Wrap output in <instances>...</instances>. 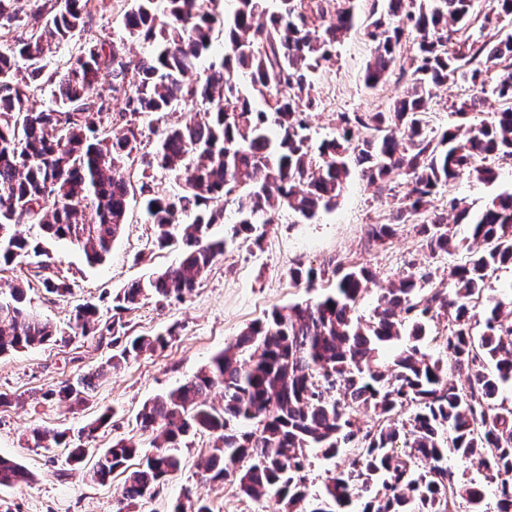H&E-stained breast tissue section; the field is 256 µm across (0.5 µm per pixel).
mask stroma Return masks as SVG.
Masks as SVG:
<instances>
[{"label":"stroma","mask_w":512,"mask_h":512,"mask_svg":"<svg viewBox=\"0 0 512 512\" xmlns=\"http://www.w3.org/2000/svg\"><path fill=\"white\" fill-rule=\"evenodd\" d=\"M133 3L104 0L103 9L89 24L92 35L108 43L119 40L123 17ZM370 57V44L354 31L337 44L332 60L323 63L313 91L318 106L308 119L312 145L335 136L339 113L382 111L402 93L405 84L394 72L377 87H365L363 76ZM496 170L497 179L491 184L467 176L457 179L449 191L435 196L433 208L447 210L452 196L463 199L472 210L483 208L497 193L512 189V163H497ZM394 203L392 196L378 194L356 170L336 208L311 220L281 212L277 223L259 225L254 239L232 235L237 215L233 205H226L223 223L210 228L211 237L224 239V253L196 288L180 301L163 305L143 301L123 316L132 335L171 332L168 345L109 371L96 380L85 403L70 409L47 399V391L98 370L112 354L96 337L76 334L75 307L92 302L103 318H110L113 294L178 265L181 250L176 245L154 248L156 228L147 222L139 195L130 197L123 231L100 265L88 264L81 249L45 238L40 225L19 224V231L42 242L46 253L0 267V297H8L12 286L23 285L27 308L52 323L58 335L37 348L0 356V394L9 399L0 406V456L14 459L32 474L28 483L0 486V503L11 512H116L124 476L113 474L107 485L93 481L89 470L97 456L122 438L139 440L142 452H151V434L141 433L136 425L143 404L193 377L245 327L264 319L273 308L306 300L305 288L289 277L296 263L322 270L317 288L321 294L333 288L334 270L340 264L368 267L381 288L391 287L417 268L430 271L434 283L448 284V274L463 261V254L429 253L412 225H398L384 245L370 244L371 225L388 223ZM42 266L65 280L68 294L45 290L37 275ZM108 409L113 412L108 424L92 437L79 436L80 428ZM35 427L66 433L65 444L33 447L29 432ZM214 442V436L199 435L183 444L182 471L130 512H171L176 502L197 497L207 499L213 512H280L275 499L255 501L232 485L201 480L198 464ZM78 446L86 453L82 463L74 464L68 460V451Z\"/></svg>","instance_id":"1"}]
</instances>
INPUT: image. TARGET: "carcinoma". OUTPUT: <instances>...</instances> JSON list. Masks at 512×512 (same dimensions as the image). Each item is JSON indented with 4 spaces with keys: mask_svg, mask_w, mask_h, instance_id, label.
Returning <instances> with one entry per match:
<instances>
[{
    "mask_svg": "<svg viewBox=\"0 0 512 512\" xmlns=\"http://www.w3.org/2000/svg\"><path fill=\"white\" fill-rule=\"evenodd\" d=\"M30 2L0 0V263L40 253L15 229L25 218L82 248L89 263L103 262L125 224L130 189L117 168L141 144L138 118L181 102L206 105L167 128L146 161L183 180L179 190L145 203L157 228L155 246L180 238V263L117 293L110 320L100 319L92 303L75 309L74 328L112 347L107 366L168 344L163 334L129 335L122 315L196 287L224 252V240L210 237L209 228L224 218L228 202L239 215L236 235L273 223L283 209L310 220L336 207L357 167L381 194L405 179L392 222L371 225L372 242L382 245L395 225L410 223L430 252H468L446 288L430 287L431 273L419 269L394 288L374 290L368 268L336 266L332 293L273 309L199 373L144 403L136 420L154 434V452L131 471L140 444L120 439L101 454L94 480L107 484L114 472L126 473L119 500L126 507L182 469L185 439L207 433L219 444L198 465L203 479L231 484L254 500L274 498L281 512H461L463 503L468 512H485L482 484L455 476L450 455L494 473L497 512H512V407L497 402L500 390L512 386V321L504 319L512 316V300L486 294L496 272L512 265V191L473 217L448 198L454 224L469 221L470 244L456 238L447 214L429 208L432 196L464 174L494 182L496 168L484 160H512V32L500 27L512 16V0H488L479 14L475 0H372L366 18L360 0H278L274 11L267 0H236L229 19L212 9L217 0H165L161 9L157 0H135L124 16L125 38L152 44L149 55L134 60L123 42L86 39L70 65L52 73L45 63L51 42L84 31L97 0H43L34 8ZM357 28L373 48L365 86L396 70L406 87L384 111L339 113L336 137L314 149L306 134L316 105L314 74ZM217 29L224 53L210 61L204 80L186 81ZM407 31L414 34L410 44ZM103 72L124 99L118 112L96 91ZM459 80L491 92L500 108L490 121L475 123L482 98L461 97L453 104L457 123L436 136L426 120L432 91ZM47 84L52 104L35 111L31 98ZM189 212L192 223H180ZM290 278L311 290L321 273L298 264ZM372 291L376 306L363 322L355 310ZM24 300L20 287L0 299V355L56 337ZM442 314L448 332L433 340L464 374L459 385L419 346L428 323ZM91 387L92 377L80 375L49 396L79 404ZM214 389L220 408L207 399ZM410 407L401 433L394 418ZM361 412L372 424H359ZM245 421L256 428L239 430ZM63 439L45 428L30 436L37 448ZM309 448L327 459L350 448L354 454L350 470L327 476L315 496L307 484ZM29 479L21 464L0 457V486Z\"/></svg>",
    "mask_w": 512,
    "mask_h": 512,
    "instance_id": "obj_1",
    "label": "carcinoma"
}]
</instances>
